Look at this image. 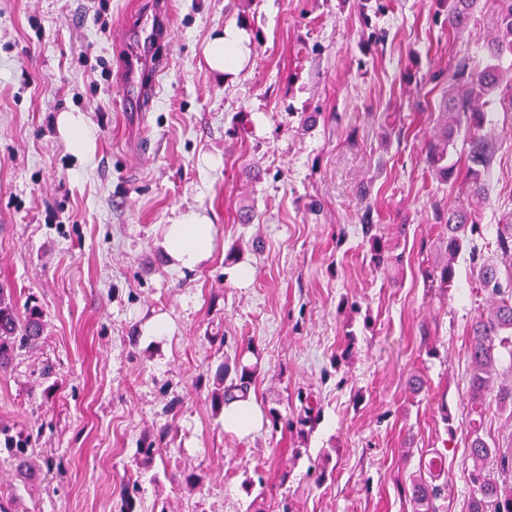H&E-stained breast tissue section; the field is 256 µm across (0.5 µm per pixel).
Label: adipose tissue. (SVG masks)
I'll return each instance as SVG.
<instances>
[{
  "instance_id": "adipose-tissue-1",
  "label": "adipose tissue",
  "mask_w": 512,
  "mask_h": 512,
  "mask_svg": "<svg viewBox=\"0 0 512 512\" xmlns=\"http://www.w3.org/2000/svg\"><path fill=\"white\" fill-rule=\"evenodd\" d=\"M245 51L242 34L228 28L211 43L207 61L213 71L222 73L237 65ZM57 128L75 155L86 158L94 153L95 138L83 113H59ZM212 227L210 217L198 211H189L174 219L162 242L172 265L193 269L209 259L213 251Z\"/></svg>"
}]
</instances>
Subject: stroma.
<instances>
[{
    "instance_id": "stroma-1",
    "label": "stroma",
    "mask_w": 512,
    "mask_h": 512,
    "mask_svg": "<svg viewBox=\"0 0 512 512\" xmlns=\"http://www.w3.org/2000/svg\"><path fill=\"white\" fill-rule=\"evenodd\" d=\"M494 8L451 38L435 0L380 14L373 0H0V282L47 321L41 345L0 371V431L30 435L42 465L23 486L0 440L1 506L411 512L399 486L438 451L447 512H462L466 347L485 300L467 257L445 301L420 272L440 256L429 198L462 196L426 172L442 98L427 77L475 52ZM228 26L250 54L220 75L205 51ZM158 59L136 111L124 71ZM62 112L85 113L89 161L59 137ZM243 112L248 136H227ZM492 119L491 229L512 205V109ZM368 207L391 230L384 269L366 256ZM191 210L211 217L213 253L179 270L160 243ZM244 365L261 411L296 415L302 393L322 408L316 427L225 429L215 375ZM258 476L260 496L246 490Z\"/></svg>"
}]
</instances>
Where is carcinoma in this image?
<instances>
[{
  "instance_id": "cac0c4a2",
  "label": "carcinoma",
  "mask_w": 512,
  "mask_h": 512,
  "mask_svg": "<svg viewBox=\"0 0 512 512\" xmlns=\"http://www.w3.org/2000/svg\"><path fill=\"white\" fill-rule=\"evenodd\" d=\"M442 8L441 26L455 36L467 31L481 0H436ZM497 11V34L480 46L485 63L473 65L463 55L448 77L433 75L431 79L448 80L442 98V111L437 113V134L426 146L427 172L440 183L463 178L465 199L449 204L435 197L429 200L432 220L440 226L443 258L422 267L429 291L445 300L455 284L456 265L460 255L468 254L470 270L477 292L488 301L470 326L466 357L470 368L465 425L467 448L465 458L471 465L464 468L469 488L465 512H512V444L503 447L485 434V419L491 406L512 415V386L497 385L503 356L509 357L512 373V211L503 216L495 230V249L485 252L483 211L488 202V182L497 151L494 140L483 133L487 123L486 109L494 96L507 97L512 90V0H494ZM463 136L469 149L461 162L450 158L449 147ZM367 255L376 268L387 266L392 257L385 236L377 233L370 214L362 223ZM45 314L37 304L20 310L12 288L0 283V369L4 370L24 349L38 345L45 331ZM256 377L249 366L241 367L233 378L219 370L210 399L217 411L224 406L248 398ZM320 408L304 398L300 400L297 419L287 420L288 429H314L320 419ZM11 460L17 474L29 481L40 471V465L28 454V440L22 436L9 439ZM448 475L446 458L438 455L423 462L422 472L412 476L401 491L412 504L413 512H446L442 501L448 499V482L437 480Z\"/></svg>"
}]
</instances>
